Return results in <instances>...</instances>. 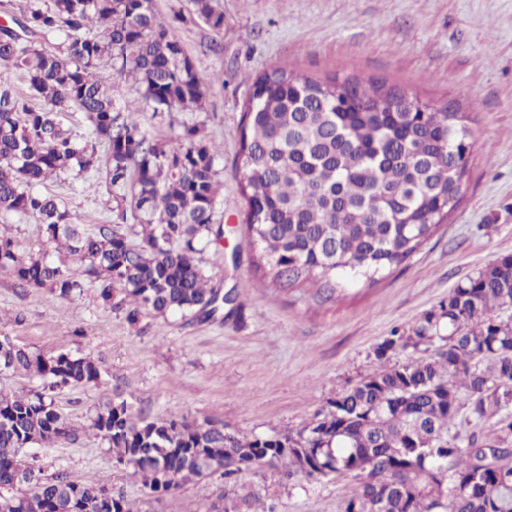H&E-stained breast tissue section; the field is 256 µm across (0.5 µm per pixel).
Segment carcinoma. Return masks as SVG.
Wrapping results in <instances>:
<instances>
[{
  "instance_id": "1",
  "label": "carcinoma",
  "mask_w": 512,
  "mask_h": 512,
  "mask_svg": "<svg viewBox=\"0 0 512 512\" xmlns=\"http://www.w3.org/2000/svg\"><path fill=\"white\" fill-rule=\"evenodd\" d=\"M192 3L189 16L175 19L223 30L213 0ZM0 6L27 32L21 41L0 36V69L25 87L0 83V212L36 219L47 245L23 251L1 232L0 271L61 299L90 284L110 303L118 287L134 305L132 322L141 307L214 314L219 290L193 253L224 238V225L213 223L215 148L197 125H183L175 141L151 140L112 95L114 78L128 75L161 116L201 108L203 84L175 30L157 19L153 0ZM405 100L414 111L401 109ZM73 112L83 114L87 135L64 126ZM467 122L452 103H423L371 79L316 80L283 68L260 75L238 151L255 270L282 290L308 284L323 301L336 298L338 278L377 282L459 206L448 171L457 158V180L468 173ZM100 169L117 205L138 213L143 245H129L111 224L81 229L41 190L51 179L74 184ZM510 308L512 255H505L457 284L410 333L385 340L376 350L384 368L296 432L237 437L174 419L137 421L124 401L95 409L89 429L156 495L265 464L287 476L356 481L343 512H512V320L497 314ZM396 350L411 356L387 365ZM7 373L40 384L0 390V512H62L75 488L86 512H96L105 486L63 469L45 473L32 449L77 437L56 395L101 383L102 366L5 334L0 374ZM224 501V512H266L254 508L259 494L241 495L234 485Z\"/></svg>"
}]
</instances>
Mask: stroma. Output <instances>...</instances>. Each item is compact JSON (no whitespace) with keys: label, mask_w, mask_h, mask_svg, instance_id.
Segmentation results:
<instances>
[{"label":"stroma","mask_w":512,"mask_h":512,"mask_svg":"<svg viewBox=\"0 0 512 512\" xmlns=\"http://www.w3.org/2000/svg\"><path fill=\"white\" fill-rule=\"evenodd\" d=\"M224 29L204 24L177 35L205 88L203 107L159 117L141 103L132 79H116L119 103L137 104L150 137L172 140L198 124L216 148L215 218L224 241L198 252L199 266L231 303L215 315L142 312L126 316L122 294L103 303L94 286L60 299L19 287L0 273V333L53 354L72 350L102 362L107 382L64 390L62 410L82 431L41 447L47 471L65 468L122 494L136 512H208L224 492L214 474L157 496L116 467L107 446L87 431L107 400L126 401L134 419H176L249 436L295 431L321 418L330 401L377 372L376 348L447 302L456 285L512 254V0H214ZM324 79L372 78L421 102L454 103L469 115L473 141L462 200L410 259L374 285H346L317 304L309 288L281 291L254 272L244 244L246 201L237 163L239 128L252 84L264 72ZM53 194L76 223L118 225L142 242L130 206H117L104 173ZM266 488L274 512H342L349 479L311 481L268 465L242 473Z\"/></svg>","instance_id":"stroma-1"}]
</instances>
